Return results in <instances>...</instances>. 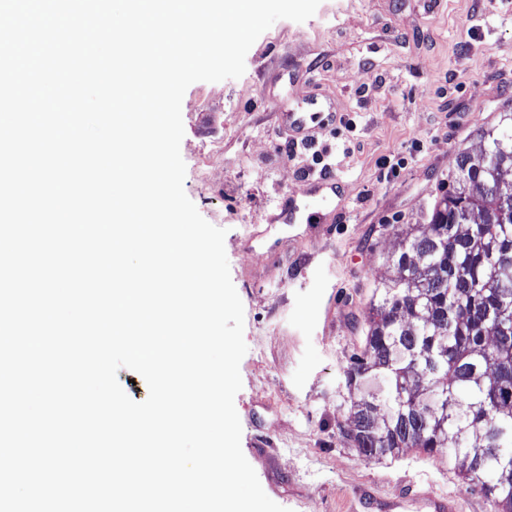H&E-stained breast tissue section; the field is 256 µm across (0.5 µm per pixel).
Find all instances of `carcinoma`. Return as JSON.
Listing matches in <instances>:
<instances>
[{"label":"carcinoma","instance_id":"cac0c4a2","mask_svg":"<svg viewBox=\"0 0 512 512\" xmlns=\"http://www.w3.org/2000/svg\"><path fill=\"white\" fill-rule=\"evenodd\" d=\"M458 153L426 224L393 226L360 352L347 437L368 460L448 455L496 512H512V112Z\"/></svg>","mask_w":512,"mask_h":512}]
</instances>
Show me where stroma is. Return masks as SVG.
Listing matches in <instances>:
<instances>
[{
	"mask_svg": "<svg viewBox=\"0 0 512 512\" xmlns=\"http://www.w3.org/2000/svg\"><path fill=\"white\" fill-rule=\"evenodd\" d=\"M245 65L188 87L180 152L187 196L227 231L244 307L246 459L289 512H349L356 487L390 495L411 479L485 512L445 455L362 457L346 436L344 369L388 274L392 225L424 223L459 151L478 153L479 132L512 110V0H444L435 12L425 0H321L305 22L276 21ZM311 98L332 112L309 116L302 143L283 115ZM324 171L341 182L319 203L324 223L274 222Z\"/></svg>",
	"mask_w": 512,
	"mask_h": 512,
	"instance_id": "stroma-1",
	"label": "stroma"
}]
</instances>
